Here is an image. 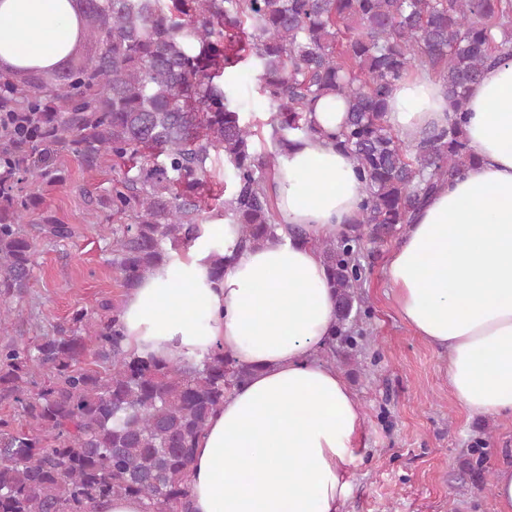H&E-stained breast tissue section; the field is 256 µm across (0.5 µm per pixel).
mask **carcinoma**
Returning <instances> with one entry per match:
<instances>
[{
  "mask_svg": "<svg viewBox=\"0 0 512 512\" xmlns=\"http://www.w3.org/2000/svg\"><path fill=\"white\" fill-rule=\"evenodd\" d=\"M80 33L46 70L0 71V400L21 421L0 419V512H101L136 496L146 512H190L188 473L210 414L250 370L215 348L199 363L169 364L125 350L120 306L112 316L76 311L72 327L20 344L7 337L9 302L32 279L37 235L74 230L45 210L24 176L60 184L53 160L123 167L112 193L88 204L112 211V267L133 288L185 248L211 212V152L232 166L224 217L238 247L276 239L265 176L289 137L315 131L308 118L329 95L347 103L336 144L357 162L365 194L348 228L320 243L346 333L364 299V243L410 223L438 185L472 159L458 122L413 145L385 124L396 81L415 67L442 79L458 111L492 61H512V0H71ZM95 56H79L81 42ZM247 57L269 105L273 151L229 103L222 78ZM69 82H60L62 66ZM93 361H84L86 356Z\"/></svg>",
  "mask_w": 512,
  "mask_h": 512,
  "instance_id": "1",
  "label": "carcinoma"
}]
</instances>
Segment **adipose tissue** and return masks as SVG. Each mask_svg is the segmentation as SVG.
<instances>
[{"label":"adipose tissue","instance_id":"obj_1","mask_svg":"<svg viewBox=\"0 0 512 512\" xmlns=\"http://www.w3.org/2000/svg\"><path fill=\"white\" fill-rule=\"evenodd\" d=\"M64 29L62 38L50 32ZM69 0H0V68L58 62L79 33ZM346 103L318 101L317 131L292 137L272 173L282 225L309 239L240 250L239 227L201 225L127 294V348L179 365L223 348L249 381L213 412L190 465L192 512H341L360 405L315 352L336 321L319 240L358 215L354 158L334 139ZM461 119L475 156L441 186L390 252L385 275L403 321L448 354V384L470 413L512 416V61L486 67L458 114L443 82L416 68L396 81L387 125L411 143ZM226 267L214 280L213 238Z\"/></svg>","mask_w":512,"mask_h":512}]
</instances>
